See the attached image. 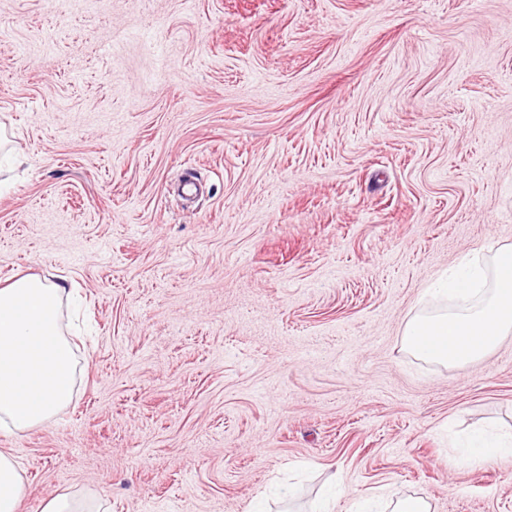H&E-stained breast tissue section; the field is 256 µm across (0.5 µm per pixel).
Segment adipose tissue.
Segmentation results:
<instances>
[{
  "instance_id": "adipose-tissue-1",
  "label": "adipose tissue",
  "mask_w": 512,
  "mask_h": 512,
  "mask_svg": "<svg viewBox=\"0 0 512 512\" xmlns=\"http://www.w3.org/2000/svg\"><path fill=\"white\" fill-rule=\"evenodd\" d=\"M497 261L496 286L479 304L460 311L412 316L404 345L448 365L480 360L512 334V248L486 241ZM70 290L37 275H15L0 286V434L14 435L51 422L72 402L76 355L62 323ZM24 470L0 450V512H20Z\"/></svg>"
}]
</instances>
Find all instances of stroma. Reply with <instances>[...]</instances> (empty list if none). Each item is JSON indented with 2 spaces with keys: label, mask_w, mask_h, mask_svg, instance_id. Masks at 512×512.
<instances>
[{
  "label": "stroma",
  "mask_w": 512,
  "mask_h": 512,
  "mask_svg": "<svg viewBox=\"0 0 512 512\" xmlns=\"http://www.w3.org/2000/svg\"><path fill=\"white\" fill-rule=\"evenodd\" d=\"M0 284L84 300L70 406L0 448L22 512H512V336L403 344L512 247V0H0ZM483 272L480 266L477 263H471L468 266L466 275L461 276L455 280H447L438 282V285L441 288H432L428 287L425 290V293L428 295L431 294H443L448 296V291L456 294L457 297L466 299L467 295L472 292L473 287L482 279ZM512 457V448H503L482 437L475 438V443L468 455V460L476 465H486L497 460ZM101 505L92 498L72 492H63L52 497L44 512H100Z\"/></svg>",
  "instance_id": "obj_1"
}]
</instances>
